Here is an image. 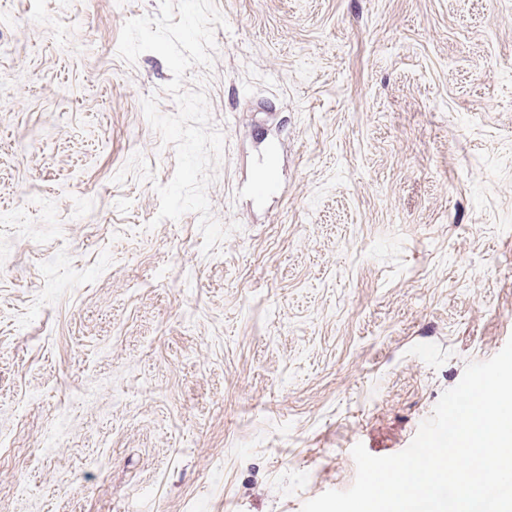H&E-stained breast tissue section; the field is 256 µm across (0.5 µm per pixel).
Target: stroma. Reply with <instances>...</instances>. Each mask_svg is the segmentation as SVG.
<instances>
[{"label":"stroma","instance_id":"obj_1","mask_svg":"<svg viewBox=\"0 0 512 512\" xmlns=\"http://www.w3.org/2000/svg\"><path fill=\"white\" fill-rule=\"evenodd\" d=\"M159 2L0 0V512H301L512 338V0H215L207 254Z\"/></svg>","mask_w":512,"mask_h":512}]
</instances>
